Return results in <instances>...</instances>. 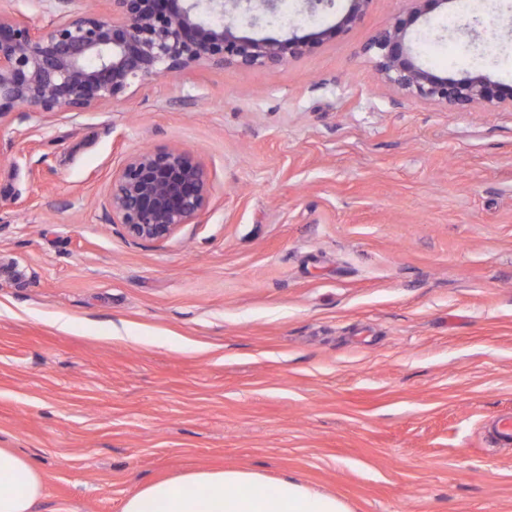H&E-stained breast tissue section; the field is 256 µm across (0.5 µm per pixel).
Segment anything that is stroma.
<instances>
[{
  "mask_svg": "<svg viewBox=\"0 0 512 512\" xmlns=\"http://www.w3.org/2000/svg\"><path fill=\"white\" fill-rule=\"evenodd\" d=\"M449 0L420 64L512 84V0ZM345 6L309 14L298 35ZM405 7L370 0L276 68L203 62L90 112L0 118V448L37 512H121L215 468L290 478L350 512H512V107L406 97L362 49ZM291 25L265 19L264 33ZM212 187L162 242L112 221L141 150Z\"/></svg>",
  "mask_w": 512,
  "mask_h": 512,
  "instance_id": "obj_1",
  "label": "stroma"
}]
</instances>
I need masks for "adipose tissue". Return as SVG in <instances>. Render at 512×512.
Instances as JSON below:
<instances>
[{"instance_id": "adipose-tissue-1", "label": "adipose tissue", "mask_w": 512, "mask_h": 512, "mask_svg": "<svg viewBox=\"0 0 512 512\" xmlns=\"http://www.w3.org/2000/svg\"><path fill=\"white\" fill-rule=\"evenodd\" d=\"M43 496L38 470L11 448H0V512H36ZM121 512H350L333 495L284 479L269 483L252 470L196 471L148 484Z\"/></svg>"}]
</instances>
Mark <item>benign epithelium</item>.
I'll return each mask as SVG.
<instances>
[{"instance_id":"benign-epithelium-1","label":"benign epithelium","mask_w":512,"mask_h":512,"mask_svg":"<svg viewBox=\"0 0 512 512\" xmlns=\"http://www.w3.org/2000/svg\"><path fill=\"white\" fill-rule=\"evenodd\" d=\"M58 11L36 28L0 14V118L11 112H88L120 99L134 84L176 76L201 62L274 69L336 38L355 24L370 0H348L336 25L305 36L254 38L237 32L274 14L281 0H112V15L59 9L69 0H38ZM364 47L381 79L407 96L463 109L512 104V85L475 70L461 79L423 67L408 40L419 20L448 0H408ZM211 185L189 152L162 147L129 157L112 177V223L137 241L171 238L196 223Z\"/></svg>"}]
</instances>
